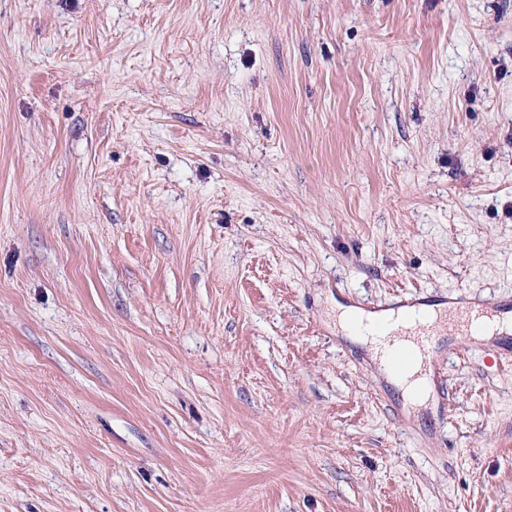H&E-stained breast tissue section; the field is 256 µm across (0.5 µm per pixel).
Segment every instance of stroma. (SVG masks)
Here are the masks:
<instances>
[{"label":"stroma","mask_w":512,"mask_h":512,"mask_svg":"<svg viewBox=\"0 0 512 512\" xmlns=\"http://www.w3.org/2000/svg\"><path fill=\"white\" fill-rule=\"evenodd\" d=\"M512 300V0H0V512H512V334L405 400L336 323Z\"/></svg>","instance_id":"35a3bbf8"}]
</instances>
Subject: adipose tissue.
<instances>
[{"instance_id": "ef3b65f1", "label": "adipose tissue", "mask_w": 512, "mask_h": 512, "mask_svg": "<svg viewBox=\"0 0 512 512\" xmlns=\"http://www.w3.org/2000/svg\"><path fill=\"white\" fill-rule=\"evenodd\" d=\"M443 313L442 306L422 305L380 313L367 312L353 306L340 307L337 321L343 331L354 333L357 342L376 344L373 331L376 326H385L387 331L410 329L417 324L433 325Z\"/></svg>"}]
</instances>
